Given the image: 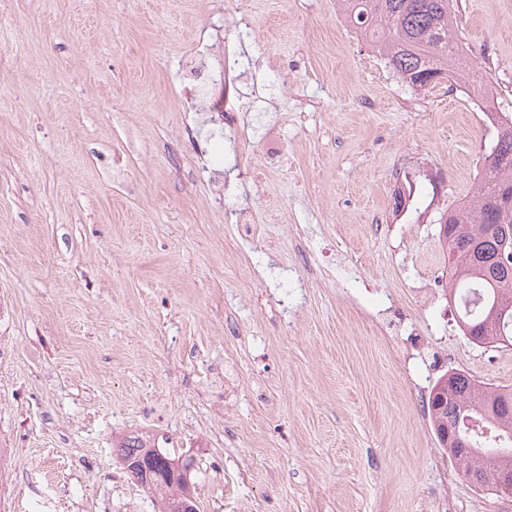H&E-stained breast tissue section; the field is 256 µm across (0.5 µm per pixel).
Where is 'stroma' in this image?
I'll return each mask as SVG.
<instances>
[{
    "mask_svg": "<svg viewBox=\"0 0 512 512\" xmlns=\"http://www.w3.org/2000/svg\"><path fill=\"white\" fill-rule=\"evenodd\" d=\"M457 2L481 91L411 88L338 0H0V512H158L131 433L197 512H512L428 411L451 372L512 387L433 285L512 115V0ZM242 13L227 128L186 65ZM417 168L434 200L396 211ZM119 448H121L119 461L122 468L130 472L133 477L137 476V481L143 487L148 490L169 491V496L162 499L163 507L160 511L196 512L195 489H191V496L188 482H172L167 479V475L172 470L186 469V464L183 463L180 467L176 463L179 459L176 460L164 454L156 448L154 443H151L150 438L139 435L125 437L120 442ZM185 505L191 506V510H188Z\"/></svg>",
    "mask_w": 512,
    "mask_h": 512,
    "instance_id": "obj_1",
    "label": "stroma"
}]
</instances>
